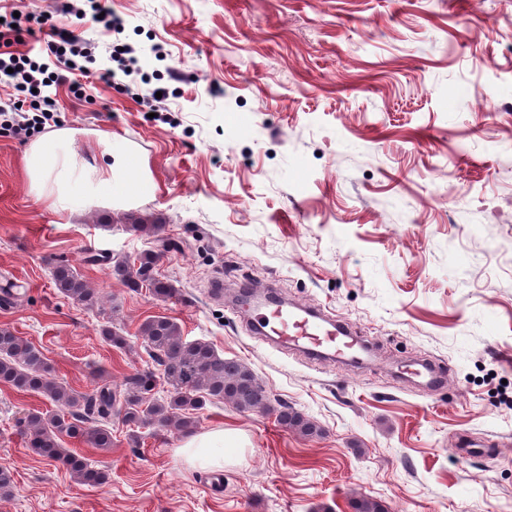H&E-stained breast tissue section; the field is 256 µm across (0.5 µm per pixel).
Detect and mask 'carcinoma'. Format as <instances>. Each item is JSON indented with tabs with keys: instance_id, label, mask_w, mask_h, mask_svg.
Wrapping results in <instances>:
<instances>
[{
	"instance_id": "1",
	"label": "carcinoma",
	"mask_w": 512,
	"mask_h": 512,
	"mask_svg": "<svg viewBox=\"0 0 512 512\" xmlns=\"http://www.w3.org/2000/svg\"><path fill=\"white\" fill-rule=\"evenodd\" d=\"M159 254L147 251L132 265L117 259L111 274L130 288H148L150 294L165 300L174 293L173 285L157 275ZM59 292L74 304L95 307L100 294L89 287L70 265L60 263L52 273ZM145 347L162 367V382L167 395L155 398L157 381L148 371L128 376L120 390L103 386L95 394L75 391L55 378L43 353L11 328L0 327V383L13 389L45 397L53 408L33 409L23 421L27 447L40 457L63 463L84 483H102L108 479L104 469L92 467L89 459L71 448L61 446V438L77 439L92 449L112 447V432L103 424L89 425L95 414L106 420L115 415L127 424L141 427L160 424L183 433L195 428L190 412L199 411L214 401L227 400L242 412H272L286 429L303 436L321 434V429L287 403L272 402L271 396L254 371L243 363L228 360L214 347L201 340L187 341L176 323L157 317L141 325ZM352 512H387L381 502L361 497L350 502Z\"/></svg>"
}]
</instances>
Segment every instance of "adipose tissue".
Wrapping results in <instances>:
<instances>
[{
  "label": "adipose tissue",
  "instance_id": "ef3b65f1",
  "mask_svg": "<svg viewBox=\"0 0 512 512\" xmlns=\"http://www.w3.org/2000/svg\"><path fill=\"white\" fill-rule=\"evenodd\" d=\"M72 141V131L62 129L40 137L26 156L30 190L55 214L67 216L82 206L111 207L117 192L128 196L152 192L147 177H131L130 161L91 165L72 149ZM232 441L219 428L187 437L179 451L192 466L220 469L225 461L222 447Z\"/></svg>",
  "mask_w": 512,
  "mask_h": 512
}]
</instances>
